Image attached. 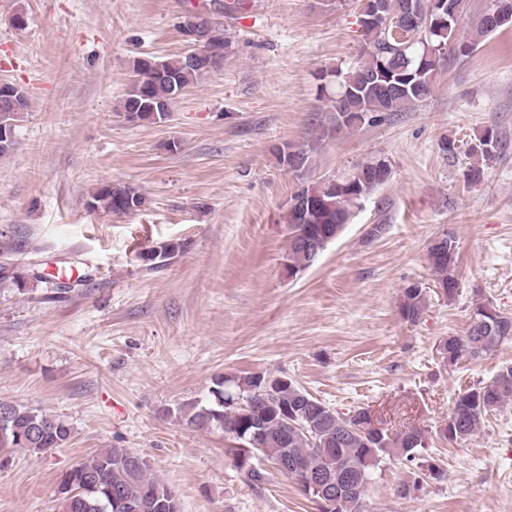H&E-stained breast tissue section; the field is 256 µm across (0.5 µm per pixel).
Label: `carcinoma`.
<instances>
[{"label": "carcinoma", "mask_w": 512, "mask_h": 512, "mask_svg": "<svg viewBox=\"0 0 512 512\" xmlns=\"http://www.w3.org/2000/svg\"><path fill=\"white\" fill-rule=\"evenodd\" d=\"M409 0H381V10L369 20L360 21L364 36L363 54L354 68L322 70L319 91L335 90V123L352 128L377 120L376 114L404 112L421 103L432 92L433 78L444 56L452 50L466 57L473 53L479 38L503 27L512 26V7H494L487 14L496 16L490 24L477 22L474 34L460 33V20L467 0H457L456 18L446 23L438 11L430 20L412 22L405 18ZM202 43L215 53L195 63L189 55L166 60L152 58L134 61V71L148 74L128 86L122 112L141 113L148 119H166L171 106L186 89L206 76L224 69L227 42L220 23L206 17L201 23ZM17 112H0V122L16 125L31 108L28 94L18 97ZM497 131L490 126L470 148L473 163L467 178L480 177L481 164L492 160L499 149ZM278 165L292 167L300 187L291 196L284 221L288 230V269L298 273L310 266L326 249L324 243L350 222L355 210L379 186L390 171L379 159L358 166L347 177L306 183L312 168L313 149L285 144L276 149ZM144 195L126 185H105L91 197L88 205L115 215L129 213L132 206L145 205ZM183 248L180 242L159 243L140 254L150 268L167 264ZM441 295L452 300L458 284L454 275L457 239L448 232L434 238L428 247ZM39 282L46 275L34 268L24 272L17 263L0 265V287L25 288L28 279ZM429 304L428 291L418 284L403 290L402 316L415 323ZM512 339V316L496 309L487 298L473 301L470 323L462 335L444 338L438 354L447 363L479 358L493 353ZM210 397L188 407L180 406L176 415L196 429H221L246 448H253L272 465L288 459L296 469L285 477H346L357 489L344 495L336 512H362L364 492L382 458L401 457L427 465L429 478L446 479L447 473L425 458L428 448L424 430L412 428L403 434L389 435L371 427L368 410L360 408L344 417L313 397L294 380L271 373L223 375L213 380ZM512 403V366H504L484 384L458 394L448 420L436 434L449 442L465 443L481 429L486 417ZM72 428L58 415L7 401H0V450L49 451L62 448L71 440ZM140 456L129 448H107L91 459L64 472L57 494L61 512H180L174 488L148 474L147 463L135 466Z\"/></svg>", "instance_id": "obj_1"}]
</instances>
